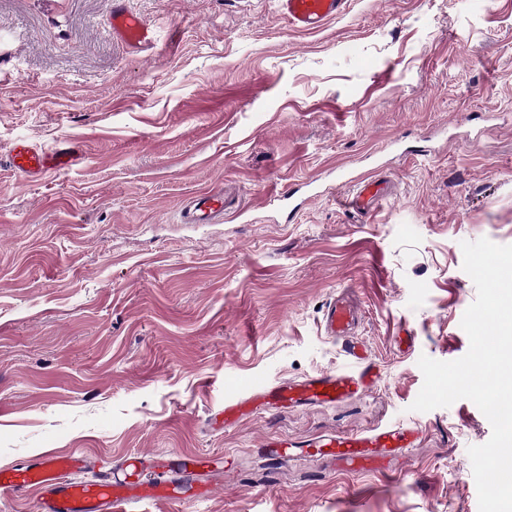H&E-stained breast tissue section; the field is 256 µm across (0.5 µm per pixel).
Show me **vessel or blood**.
Returning <instances> with one entry per match:
<instances>
[{
  "label": "vessel or blood",
  "mask_w": 512,
  "mask_h": 512,
  "mask_svg": "<svg viewBox=\"0 0 512 512\" xmlns=\"http://www.w3.org/2000/svg\"><path fill=\"white\" fill-rule=\"evenodd\" d=\"M279 6L292 27L313 31L342 15L347 0H279ZM111 30L113 37L131 49L142 48L153 38L150 26L130 10L124 0H115ZM82 158L80 146L70 140L58 141L50 149L20 140L14 144L8 163L19 173L37 178L70 169ZM389 196L390 188L385 180L364 178L356 181L345 204L350 209L369 213ZM181 214L188 224L212 223L224 215V195L220 192L195 194L188 198ZM355 319L353 304L339 296L326 306L322 326L325 336L345 340L348 355L362 362V369L325 372L294 382L254 385L245 398L225 404L221 413L209 419V426L227 431L261 410L328 406L368 390L375 383L377 372L367 364V349L351 338ZM417 441L415 429L399 427L373 433L331 434L303 441L282 438L268 441L267 448L270 461L276 464L310 455L331 461L340 471L358 473L388 469ZM89 464L87 455L71 452L2 469L0 491L38 490L41 512H124L127 506L143 501H176L188 496L204 499L212 493L209 485L192 478L193 473L207 464L202 455L180 452L160 459L132 453L117 465L100 470L95 480H71V473L86 469Z\"/></svg>",
  "instance_id": "obj_1"
}]
</instances>
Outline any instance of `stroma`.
<instances>
[{"label":"stroma","instance_id":"stroma-1","mask_svg":"<svg viewBox=\"0 0 512 512\" xmlns=\"http://www.w3.org/2000/svg\"><path fill=\"white\" fill-rule=\"evenodd\" d=\"M126 4L151 46L112 39V0H0V469L188 451L212 494L129 512H479L489 421L411 405L421 356L469 349L462 242L512 245V0H348L313 33L276 0ZM20 137L84 159L27 178ZM361 175L392 188L371 213L342 202ZM212 190L223 220L182 223ZM339 294L374 386L210 429L252 382L355 369L321 331ZM398 426L420 439L389 475L264 448Z\"/></svg>","mask_w":512,"mask_h":512}]
</instances>
